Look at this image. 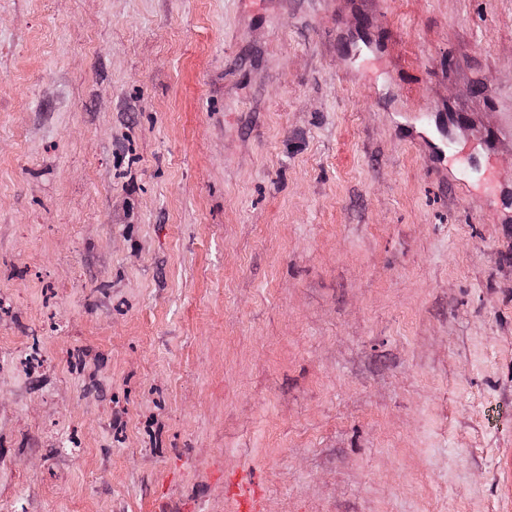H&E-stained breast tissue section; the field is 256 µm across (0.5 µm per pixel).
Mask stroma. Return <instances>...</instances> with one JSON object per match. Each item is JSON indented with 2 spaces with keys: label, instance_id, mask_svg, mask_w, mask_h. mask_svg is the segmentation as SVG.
Instances as JSON below:
<instances>
[{
  "label": "stroma",
  "instance_id": "obj_1",
  "mask_svg": "<svg viewBox=\"0 0 512 512\" xmlns=\"http://www.w3.org/2000/svg\"><path fill=\"white\" fill-rule=\"evenodd\" d=\"M509 457L512 0H0V512H512ZM414 119L418 123L419 127L423 130V132L434 140L432 145L436 156L440 159V161L442 163H448V167L451 169L454 168L457 172H463L466 168V164H454L456 157L455 148L451 147L447 140L435 137L428 127V124L425 122L423 116H415ZM232 495L235 512H261L259 497L253 489L251 473H244L236 479Z\"/></svg>",
  "mask_w": 512,
  "mask_h": 512
}]
</instances>
